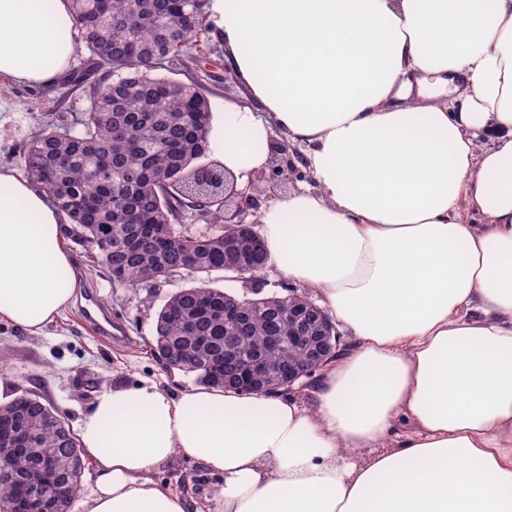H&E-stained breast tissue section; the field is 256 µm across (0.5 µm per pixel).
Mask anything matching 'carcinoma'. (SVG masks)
Listing matches in <instances>:
<instances>
[{
  "instance_id": "carcinoma-1",
  "label": "carcinoma",
  "mask_w": 512,
  "mask_h": 512,
  "mask_svg": "<svg viewBox=\"0 0 512 512\" xmlns=\"http://www.w3.org/2000/svg\"><path fill=\"white\" fill-rule=\"evenodd\" d=\"M205 6L206 0H71L70 37L89 57L62 85L82 90L89 105L69 124L45 119L25 145L23 166L63 214L65 234L88 249L111 284L145 288L179 274L198 282L169 295L149 347L159 359L179 351L181 371L222 388L229 329L240 337L239 365L256 357L274 363L284 354L296 361L301 350L288 345L300 330L294 310L311 301L243 298L249 315L237 324L224 319L230 294L198 278L224 269L226 246L249 244L250 261L265 255L255 229L227 237L183 231L187 223L224 220V194L188 187L204 175L199 160L210 153L211 111L199 86L153 73L189 68ZM14 434L27 439V451L0 474V512L29 497L30 475L48 462L71 493L60 512H71L85 470L83 458L70 454L80 445L77 435L50 402L27 390L0 405V440Z\"/></svg>"
}]
</instances>
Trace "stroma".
Instances as JSON below:
<instances>
[{"label":"stroma","instance_id":"stroma-1","mask_svg":"<svg viewBox=\"0 0 512 512\" xmlns=\"http://www.w3.org/2000/svg\"><path fill=\"white\" fill-rule=\"evenodd\" d=\"M202 29L192 48L200 59L199 69L171 71L167 77L191 83L199 73H207L206 97L213 116L219 117L224 113L225 102L242 101L243 95L234 82L224 79L227 64L212 18H204ZM87 106L82 91L64 92L56 84L42 88L15 83L0 85V167L22 171L21 153L32 132L41 124L44 113H51L57 122L66 123ZM272 142L274 151L269 174L245 214L247 221L253 223L260 221L262 210L269 202L299 191L309 181L301 167L303 147L288 142L279 133L274 134ZM69 250L77 293L96 291L113 319L121 323L124 339L112 343L102 340L85 324L76 303L38 336L0 322V403L10 401L26 389L43 396L73 426L95 397L112 386L148 378L173 391L193 387L192 376L165 367L148 347L155 334L158 310L170 293L188 285V278L177 276L149 289L116 288L100 268L92 265L82 247L73 243ZM208 279L211 287L250 298L297 291L296 286L274 268L264 269L252 278L219 270L211 272ZM154 477L196 500L203 510L208 508L220 485L218 478L189 459L160 468Z\"/></svg>","mask_w":512,"mask_h":512}]
</instances>
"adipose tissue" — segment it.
<instances>
[{"label": "adipose tissue", "mask_w": 512, "mask_h": 512, "mask_svg": "<svg viewBox=\"0 0 512 512\" xmlns=\"http://www.w3.org/2000/svg\"><path fill=\"white\" fill-rule=\"evenodd\" d=\"M248 106L211 140L238 182L280 131L312 181L262 213L267 263L352 341L308 395L149 380L96 397L85 512H512V0H208ZM69 0H0V81L69 68ZM58 212L0 169V320L40 335L76 288ZM154 478L196 500L205 512L207 508H213L214 503H208V500L213 499L221 483L190 459H181L172 466L160 468L154 473Z\"/></svg>", "instance_id": "obj_1"}]
</instances>
